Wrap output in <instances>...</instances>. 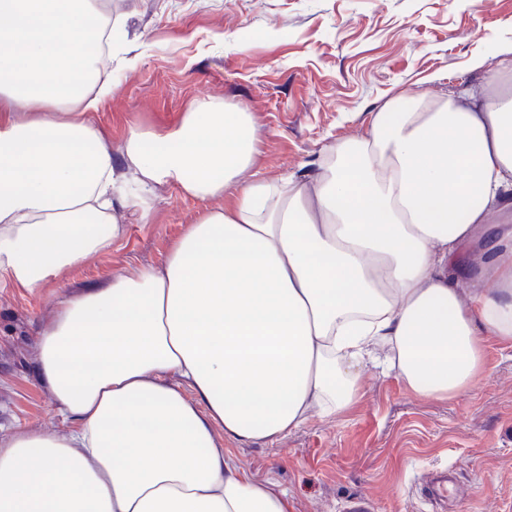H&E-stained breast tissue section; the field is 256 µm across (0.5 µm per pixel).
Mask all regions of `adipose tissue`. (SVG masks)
I'll return each instance as SVG.
<instances>
[{"mask_svg": "<svg viewBox=\"0 0 512 512\" xmlns=\"http://www.w3.org/2000/svg\"><path fill=\"white\" fill-rule=\"evenodd\" d=\"M0 0V283L38 293L148 223L156 191L207 201L160 265L60 299L34 371L69 433L0 439V512H289L237 443H274L360 399L367 368L448 401L512 346V69L396 97L314 168L245 179L246 107L201 100L130 130L92 119L87 0ZM85 170H77L74 157Z\"/></svg>", "mask_w": 512, "mask_h": 512, "instance_id": "ef3b65f1", "label": "adipose tissue"}]
</instances>
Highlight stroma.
<instances>
[{
  "label": "stroma",
  "instance_id": "35a3bbf8",
  "mask_svg": "<svg viewBox=\"0 0 512 512\" xmlns=\"http://www.w3.org/2000/svg\"><path fill=\"white\" fill-rule=\"evenodd\" d=\"M112 17L128 51L101 63L112 92L95 122L113 155L131 128L172 126L209 98L251 112L255 177L300 171L392 98L472 86L512 59V0H112ZM205 206L158 189L149 223L124 217L122 238L40 292L0 286L1 436L69 428L33 371L58 299L159 265ZM231 451L286 490L292 512H346L362 498L372 512H512V348L491 346L478 386L457 399L371 371L352 410ZM440 472L459 490L445 502L427 492Z\"/></svg>",
  "mask_w": 512,
  "mask_h": 512
}]
</instances>
